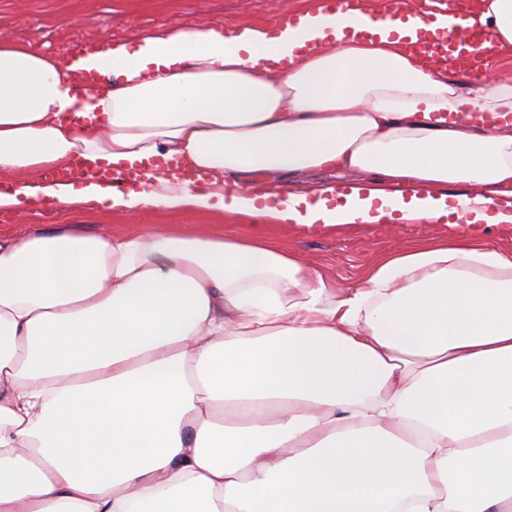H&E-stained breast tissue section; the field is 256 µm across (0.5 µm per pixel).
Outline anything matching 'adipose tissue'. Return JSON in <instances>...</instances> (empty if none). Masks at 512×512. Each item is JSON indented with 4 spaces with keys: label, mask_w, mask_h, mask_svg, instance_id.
<instances>
[{
    "label": "adipose tissue",
    "mask_w": 512,
    "mask_h": 512,
    "mask_svg": "<svg viewBox=\"0 0 512 512\" xmlns=\"http://www.w3.org/2000/svg\"><path fill=\"white\" fill-rule=\"evenodd\" d=\"M354 17L379 36L313 2L68 61L0 36V210L249 222L0 229V512H512V250L394 253L339 290L264 235L512 224V79L424 65L419 18ZM470 20L512 47V0ZM77 158L145 179H45ZM310 170L351 179L278 191ZM2 214V212H1ZM0 226L4 224H21L41 228L52 224H74L81 231L92 235H108L117 232H134L144 224L160 228L172 226L185 229L207 228L216 230L225 226L224 217L219 213L175 212L165 209H147L134 212H114L106 206L93 205L82 211L65 212L52 207L48 213L35 209H24L18 214L1 216Z\"/></svg>",
    "instance_id": "ef3b65f1"
}]
</instances>
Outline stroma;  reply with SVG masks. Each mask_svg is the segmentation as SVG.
Instances as JSON below:
<instances>
[{"label": "stroma", "instance_id": "35a3bbf8", "mask_svg": "<svg viewBox=\"0 0 512 512\" xmlns=\"http://www.w3.org/2000/svg\"><path fill=\"white\" fill-rule=\"evenodd\" d=\"M311 0H0V35L16 39L40 52L70 51L76 44L109 35L129 40L139 31L171 25L256 23L273 28L282 13L297 12ZM41 228L72 224L92 235L136 231L144 224L161 228L218 229L224 219L216 213L147 209L114 212L102 205L82 211L51 209L42 213L25 209L7 223ZM471 237L512 248V224H339L328 228H302L270 224L266 238L291 248L313 267L326 270L337 287L350 288L376 258L411 249L448 236Z\"/></svg>", "mask_w": 512, "mask_h": 512}]
</instances>
